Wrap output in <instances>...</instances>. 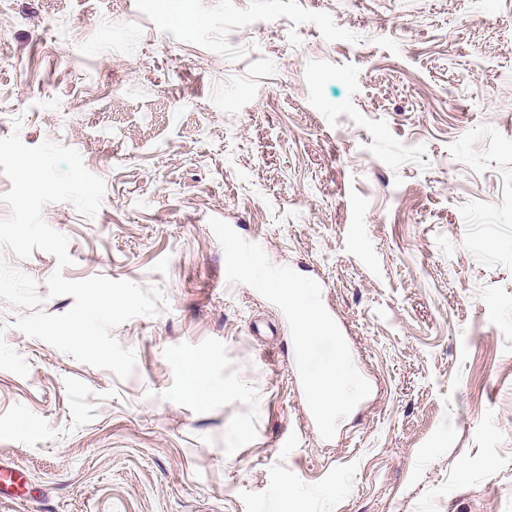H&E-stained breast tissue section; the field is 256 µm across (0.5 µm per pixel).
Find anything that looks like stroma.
<instances>
[{
	"instance_id": "obj_1",
	"label": "stroma",
	"mask_w": 512,
	"mask_h": 512,
	"mask_svg": "<svg viewBox=\"0 0 512 512\" xmlns=\"http://www.w3.org/2000/svg\"><path fill=\"white\" fill-rule=\"evenodd\" d=\"M18 117L105 182L43 209L64 277L167 307L117 378L15 328L74 299L0 249V512H512V0H0ZM213 217L319 283L371 387L333 439ZM185 382L183 394L201 406L211 405L222 392L211 385L205 376L204 360L190 357L184 361Z\"/></svg>"
}]
</instances>
